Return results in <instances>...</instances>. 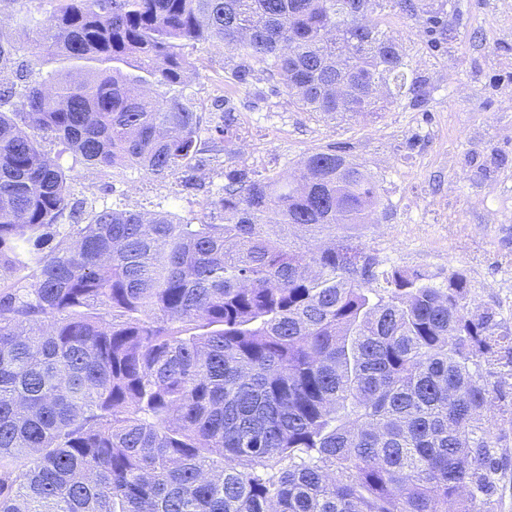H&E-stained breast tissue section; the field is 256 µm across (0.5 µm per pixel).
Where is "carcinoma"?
I'll return each mask as SVG.
<instances>
[{
    "mask_svg": "<svg viewBox=\"0 0 512 512\" xmlns=\"http://www.w3.org/2000/svg\"><path fill=\"white\" fill-rule=\"evenodd\" d=\"M51 3L27 47L0 31V70L16 67L0 84V512H493L512 329L463 273L437 284L336 241L372 223V174L332 148L285 178L229 170L210 219L185 222L88 212L44 152L193 185L188 42L307 112H374L373 83L417 100L398 41L354 20L415 0ZM234 123L225 108L210 143ZM290 228L328 242L302 249Z\"/></svg>",
    "mask_w": 512,
    "mask_h": 512,
    "instance_id": "obj_1",
    "label": "carcinoma"
}]
</instances>
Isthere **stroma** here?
I'll list each match as a JSON object with an SVG mask.
<instances>
[{
    "label": "stroma",
    "instance_id": "35a3bbf8",
    "mask_svg": "<svg viewBox=\"0 0 512 512\" xmlns=\"http://www.w3.org/2000/svg\"><path fill=\"white\" fill-rule=\"evenodd\" d=\"M443 2L442 19L457 34L449 43L424 16L373 13L397 38L409 76L425 80L426 95L386 94L378 111L362 116L330 120L301 111L267 81L235 85L228 51L185 47L194 66L186 92L197 111L210 119L225 102L239 122L236 138L220 145L194 187L93 167L56 143L44 149L72 169L73 199L199 220L207 219L203 203L223 186L225 169L251 178L286 175L311 153L342 149L376 177L382 205L374 223L337 229V238L436 283L462 272L474 303L512 327V0Z\"/></svg>",
    "mask_w": 512,
    "mask_h": 512
}]
</instances>
